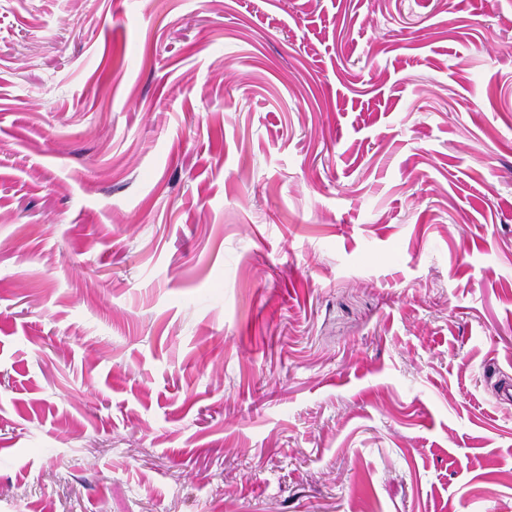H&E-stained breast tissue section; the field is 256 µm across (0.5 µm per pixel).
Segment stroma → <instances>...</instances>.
<instances>
[{
    "mask_svg": "<svg viewBox=\"0 0 512 512\" xmlns=\"http://www.w3.org/2000/svg\"><path fill=\"white\" fill-rule=\"evenodd\" d=\"M512 0H0V512H512Z\"/></svg>",
    "mask_w": 512,
    "mask_h": 512,
    "instance_id": "stroma-1",
    "label": "stroma"
}]
</instances>
